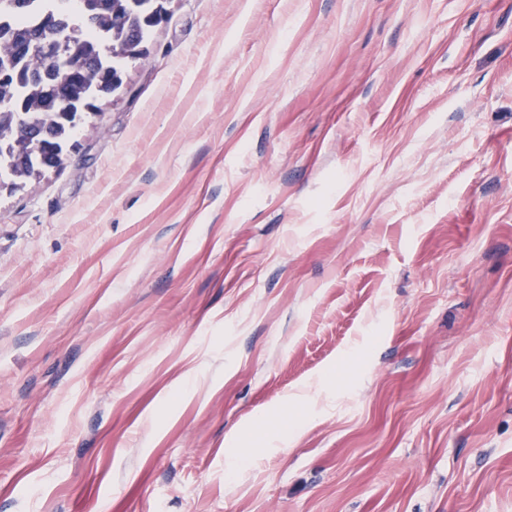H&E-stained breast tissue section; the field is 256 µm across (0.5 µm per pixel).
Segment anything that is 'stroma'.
I'll use <instances>...</instances> for the list:
<instances>
[{
  "mask_svg": "<svg viewBox=\"0 0 512 512\" xmlns=\"http://www.w3.org/2000/svg\"><path fill=\"white\" fill-rule=\"evenodd\" d=\"M168 8L0 192V512H512V0Z\"/></svg>",
  "mask_w": 512,
  "mask_h": 512,
  "instance_id": "obj_1",
  "label": "stroma"
}]
</instances>
